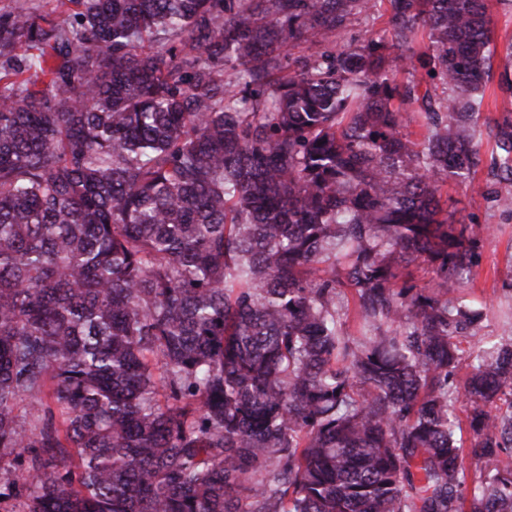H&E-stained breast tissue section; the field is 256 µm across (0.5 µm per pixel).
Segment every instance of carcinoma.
<instances>
[{"label": "carcinoma", "instance_id": "obj_1", "mask_svg": "<svg viewBox=\"0 0 512 512\" xmlns=\"http://www.w3.org/2000/svg\"><path fill=\"white\" fill-rule=\"evenodd\" d=\"M388 2L353 43L378 0L0 15V512H512V328L460 349L484 228L441 202L492 19ZM387 7L388 3L383 2L371 17H362L361 19L354 21L349 27L350 34L354 36H363L366 31L375 32L386 28L388 21V12L386 11Z\"/></svg>", "mask_w": 512, "mask_h": 512}]
</instances>
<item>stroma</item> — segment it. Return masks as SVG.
I'll return each mask as SVG.
<instances>
[{
  "mask_svg": "<svg viewBox=\"0 0 512 512\" xmlns=\"http://www.w3.org/2000/svg\"><path fill=\"white\" fill-rule=\"evenodd\" d=\"M512 114V97L487 96L480 119L482 162L465 184L448 183L442 194L457 219L490 226V235L482 238L478 263L471 282L458 291L463 300L486 303L487 316L482 335H498L507 319H512V212L504 210L499 200L512 193V183L490 168L494 139L490 134L496 121Z\"/></svg>",
  "mask_w": 512,
  "mask_h": 512,
  "instance_id": "35a3bbf8",
  "label": "stroma"
}]
</instances>
